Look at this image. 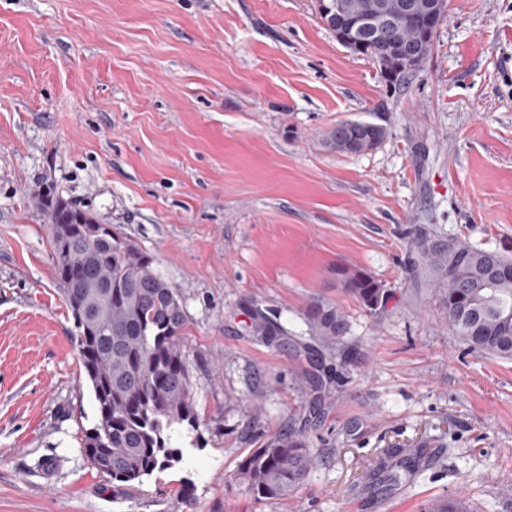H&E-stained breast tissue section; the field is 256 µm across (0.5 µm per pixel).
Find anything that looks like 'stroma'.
Segmentation results:
<instances>
[{
  "label": "stroma",
  "mask_w": 512,
  "mask_h": 512,
  "mask_svg": "<svg viewBox=\"0 0 512 512\" xmlns=\"http://www.w3.org/2000/svg\"><path fill=\"white\" fill-rule=\"evenodd\" d=\"M342 121L387 127L340 154ZM109 224L178 289L204 423L183 460L113 485L49 260L40 188ZM423 225L512 259V0H449L398 91L317 0H0V512H512V360L471 349L408 272ZM387 288L371 315L333 270ZM317 297L348 333H307ZM284 329L267 343L250 326ZM298 429L315 464L283 502L236 482ZM436 457L371 495L383 449ZM366 123L370 122L344 121L337 123L336 126L328 132V139L331 145L336 149V152L342 154H358L377 147L386 139L388 135L387 128L372 123V141L368 142L367 145L358 147L356 137L361 135V129Z\"/></svg>",
  "instance_id": "obj_1"
}]
</instances>
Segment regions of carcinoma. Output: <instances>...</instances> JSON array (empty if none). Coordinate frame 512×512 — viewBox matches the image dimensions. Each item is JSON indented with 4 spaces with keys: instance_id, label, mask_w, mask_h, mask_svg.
<instances>
[{
    "instance_id": "cac0c4a2",
    "label": "carcinoma",
    "mask_w": 512,
    "mask_h": 512,
    "mask_svg": "<svg viewBox=\"0 0 512 512\" xmlns=\"http://www.w3.org/2000/svg\"><path fill=\"white\" fill-rule=\"evenodd\" d=\"M391 6L389 23L375 40L357 41L349 50L384 62L388 86L400 88L409 76L396 68L397 49L409 46L426 63L434 39L420 36L418 22L397 16L401 0H339L347 19L372 15L379 2ZM364 122L344 121L328 132L336 152L358 154L380 145L388 130L372 127V141L359 147ZM40 193V212L50 230V260L59 289L77 329L81 365L97 403L98 421L85 435L87 461L112 483L131 485L183 459L172 445L176 427L198 431L190 362L181 345L187 323L178 290L153 266V259L129 239L99 234L78 220L84 210ZM409 273L431 283L448 323L466 343L482 352L512 359V275L491 278V267H512V260L421 227L411 238ZM336 286L366 310L379 315L390 300L388 290L368 272L338 266ZM310 336L331 347L347 334L340 308L323 298L304 311ZM373 470L377 485H401L425 459L421 448H387ZM314 463L301 435L270 436L241 462L237 477L244 492L260 501H285Z\"/></svg>"
}]
</instances>
